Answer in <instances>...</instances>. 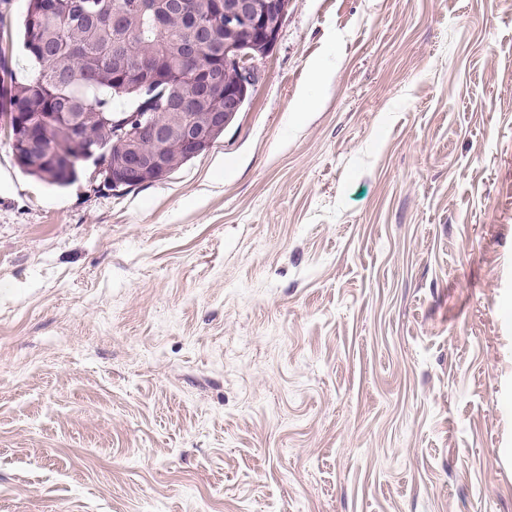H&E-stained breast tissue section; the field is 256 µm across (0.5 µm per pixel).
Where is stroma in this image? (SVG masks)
I'll use <instances>...</instances> for the list:
<instances>
[{"label":"stroma","mask_w":512,"mask_h":512,"mask_svg":"<svg viewBox=\"0 0 512 512\" xmlns=\"http://www.w3.org/2000/svg\"><path fill=\"white\" fill-rule=\"evenodd\" d=\"M259 67L131 190L0 128V512H512V0H289ZM29 174L42 177L45 181L58 187H65L75 181L72 165L66 158L50 159L45 165L36 170L30 169L27 165L22 164Z\"/></svg>","instance_id":"stroma-1"}]
</instances>
